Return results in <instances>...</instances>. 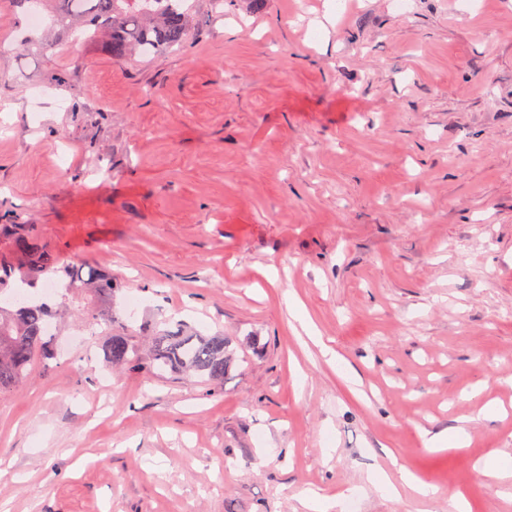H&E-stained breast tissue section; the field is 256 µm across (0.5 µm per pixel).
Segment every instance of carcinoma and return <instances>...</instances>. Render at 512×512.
<instances>
[{"instance_id":"obj_1","label":"carcinoma","mask_w":512,"mask_h":512,"mask_svg":"<svg viewBox=\"0 0 512 512\" xmlns=\"http://www.w3.org/2000/svg\"><path fill=\"white\" fill-rule=\"evenodd\" d=\"M65 13L95 32L112 37L111 50L123 56L134 48L181 46L191 7L186 0H63ZM63 288L58 298L33 292L38 285ZM83 286L90 298L84 317L105 325L104 356L112 365L148 368L159 375L188 373L209 384L224 380L235 363L231 342L224 336H186L180 331L155 330L151 346L142 352L130 336L112 333V276L94 268L82 273L59 266L33 224H0V392L19 387L36 361L47 363L56 353L51 319L57 299Z\"/></svg>"}]
</instances>
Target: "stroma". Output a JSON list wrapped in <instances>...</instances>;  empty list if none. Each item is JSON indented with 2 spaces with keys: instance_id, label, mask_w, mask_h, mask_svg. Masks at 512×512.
I'll return each mask as SVG.
<instances>
[{
  "instance_id": "35a3bbf8",
  "label": "stroma",
  "mask_w": 512,
  "mask_h": 512,
  "mask_svg": "<svg viewBox=\"0 0 512 512\" xmlns=\"http://www.w3.org/2000/svg\"><path fill=\"white\" fill-rule=\"evenodd\" d=\"M189 2L119 58L0 0V224L111 273L114 333L239 356L113 368L74 291L0 395V512H512V0Z\"/></svg>"
}]
</instances>
